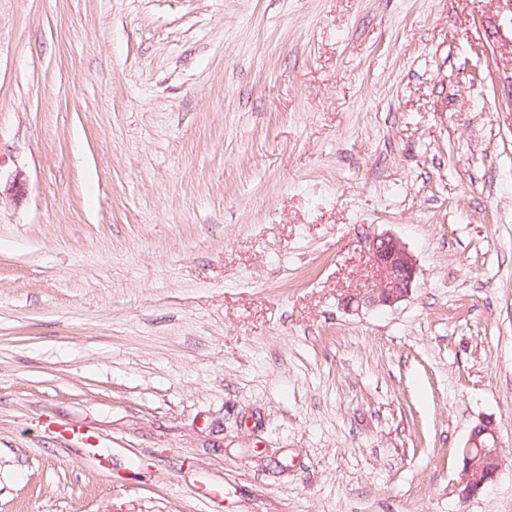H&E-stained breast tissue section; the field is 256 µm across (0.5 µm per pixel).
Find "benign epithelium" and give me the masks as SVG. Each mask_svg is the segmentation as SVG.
<instances>
[{
	"label": "benign epithelium",
	"mask_w": 512,
	"mask_h": 512,
	"mask_svg": "<svg viewBox=\"0 0 512 512\" xmlns=\"http://www.w3.org/2000/svg\"><path fill=\"white\" fill-rule=\"evenodd\" d=\"M25 193L26 183L18 174L5 189L0 190V196L7 194L14 200L22 198ZM368 251L379 273L378 286L366 295L350 297L349 301L369 307H393L405 300L418 274L417 260L406 244L393 235H377L368 239ZM499 447L498 435L491 422H483L472 430L467 446L463 448L462 497L478 494L501 472L499 467L492 468L486 472L483 481H474V477L483 472L484 465L501 459Z\"/></svg>",
	"instance_id": "obj_1"
}]
</instances>
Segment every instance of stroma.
<instances>
[{
  "instance_id": "35a3bbf8",
  "label": "stroma",
  "mask_w": 512,
  "mask_h": 512,
  "mask_svg": "<svg viewBox=\"0 0 512 512\" xmlns=\"http://www.w3.org/2000/svg\"><path fill=\"white\" fill-rule=\"evenodd\" d=\"M14 173L0 512H512V0H0ZM368 251L379 273L378 286L367 295L349 297L348 303L394 307L412 290L418 274L417 260L405 243L388 234L369 238ZM499 447L497 432L490 421L480 423L472 430L467 446L463 448L464 478L460 490L463 498H470L478 494L501 472V466L491 468L486 472L483 481L478 484L477 481H474V478L484 470L485 464L501 459Z\"/></svg>"
}]
</instances>
